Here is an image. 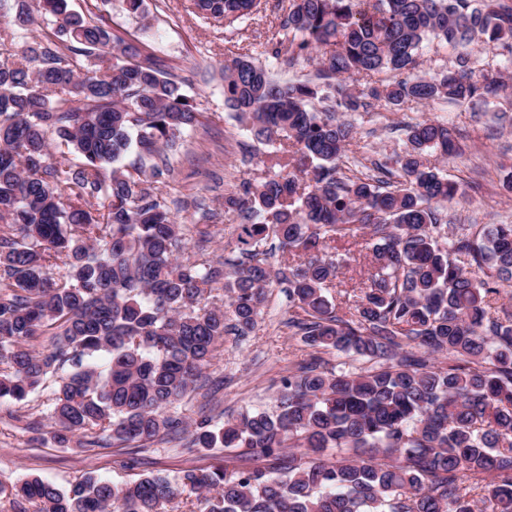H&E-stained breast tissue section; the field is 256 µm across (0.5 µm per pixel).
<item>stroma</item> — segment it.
<instances>
[{
	"instance_id": "stroma-1",
	"label": "stroma",
	"mask_w": 512,
	"mask_h": 512,
	"mask_svg": "<svg viewBox=\"0 0 512 512\" xmlns=\"http://www.w3.org/2000/svg\"><path fill=\"white\" fill-rule=\"evenodd\" d=\"M71 4L85 16L102 20L117 34L137 36L146 53L165 61L183 78V89L203 112L204 120L168 153L169 170L162 176L170 187L168 206L183 226L190 256L237 262L241 258L237 226L242 218L225 209L224 199L240 193L243 183L265 177L267 148L225 108L224 62L239 47L248 45L282 81L316 80L320 53L288 66L266 50L268 39H288L277 21L288 0H265V12L227 29L214 28L186 14L183 0H144L148 15L144 22L122 11L118 0L107 5L101 0H71ZM469 50L478 65L503 72L509 84L506 92L462 106L435 101L399 109L381 99L373 102L370 111L350 116L356 127L350 154L366 167L379 162L394 164L408 147V125L428 118L447 121L456 149L445 157H431L430 162L460 186L456 199L440 210L452 234L463 230L475 233L490 224H512V190L506 186L512 175V62L478 43ZM190 196L203 198L217 214L211 238L203 244L198 241L193 209L181 204ZM370 254V241L359 237L329 290L328 297L339 313L352 312L367 281ZM288 311L283 290L270 289L251 336L241 340L225 336L219 347L207 371L210 380L220 382L219 391L196 389L176 403V412L189 423L206 415L217 424L244 410L274 412L283 378L317 354L289 331ZM46 412L47 395L43 392L22 402L0 401V512H13V486L32 476L61 489L90 471L123 484L148 474L173 477L184 469L219 464L222 457L218 450L187 449L182 438L157 440L144 449L115 447L105 441L89 449L59 444L36 428Z\"/></svg>"
}]
</instances>
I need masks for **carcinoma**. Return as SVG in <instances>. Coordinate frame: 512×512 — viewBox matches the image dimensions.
<instances>
[{
	"mask_svg": "<svg viewBox=\"0 0 512 512\" xmlns=\"http://www.w3.org/2000/svg\"><path fill=\"white\" fill-rule=\"evenodd\" d=\"M186 12L231 28L262 0H185ZM28 0L0 12V399L48 392L50 438L91 433L131 446L181 434L169 407L194 390L233 334L253 333L267 290L296 308L288 329L318 357L280 389L277 410L204 417L192 446L242 449L241 468L145 475L124 485L88 473L62 491L38 477L13 487L14 512H166L182 494L202 512H512V321L489 298L512 287V224L448 237L437 206L457 184L424 163L455 149L448 123L408 126L395 160L404 181L350 178L340 165L354 125L338 112L367 99L401 107L487 100L504 88L469 59L414 73L422 44L512 54V8L497 0H288L279 27L288 59L328 48L319 78L283 83L245 52L224 64V103L258 142L272 174L224 203L244 215L231 270L181 259V225L159 176L168 151L201 124L183 81L142 43L68 9ZM383 71V89L358 83ZM56 136L58 150L49 151ZM102 200L96 215L88 204ZM200 236L214 213L192 200ZM370 230L375 271L346 319L328 297L346 261L334 242ZM279 267L259 257L269 237ZM224 289L226 303L214 295ZM50 337V345L33 342ZM440 354L441 367L427 364Z\"/></svg>",
	"mask_w": 512,
	"mask_h": 512,
	"instance_id": "obj_1",
	"label": "carcinoma"
}]
</instances>
